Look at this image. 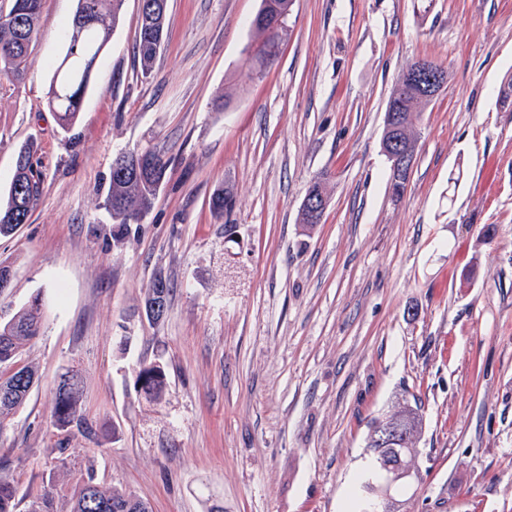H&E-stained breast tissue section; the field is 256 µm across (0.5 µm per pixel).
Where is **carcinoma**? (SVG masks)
Wrapping results in <instances>:
<instances>
[{
	"mask_svg": "<svg viewBox=\"0 0 512 512\" xmlns=\"http://www.w3.org/2000/svg\"><path fill=\"white\" fill-rule=\"evenodd\" d=\"M91 5L95 22L76 26L68 23L64 30L65 51L57 61L48 89V104L57 113L60 126H71L78 115L83 96L88 88L92 68L109 42L113 29L118 24L124 0H77ZM268 18H282V25L274 28L269 23L252 24L257 36L253 50L256 58L268 66L276 58L279 43L288 34V15L292 0H261L259 11H264L267 2ZM137 57L141 74L151 75L155 60L160 53L164 35L167 0H142ZM43 0H12L9 10L0 12V79L18 81L25 77L28 59L34 49L37 26L42 13ZM399 93L393 85L390 95ZM401 94V93H399ZM428 102L422 101L412 92L401 94L404 116H419ZM33 157V144L20 147L14 176L0 198V236L10 235L14 229L28 222L42 194V179L39 171L28 169ZM168 162L151 150H129L119 156L110 174L104 208L110 213L112 223L121 226L139 223L140 216L152 209L164 182ZM230 199L224 195V187L214 190L210 198L212 213L221 217ZM42 320L41 300L32 299L5 320H0V425L26 400L34 383L35 373L25 366L18 372L10 368L27 342L39 334ZM135 385L145 399L158 401L166 385L164 367L151 363L139 367ZM54 425L62 431L86 430L81 411L80 380L73 371L61 375L55 390ZM387 418L398 421L407 431L408 439L394 448H384L369 432L367 447L374 455L375 465L394 462L402 467L416 455L415 444L422 432V415L419 408L407 403L395 406ZM17 487L8 476L0 474V512H17ZM28 512H53L52 481H47L43 490L32 498ZM70 512H150L148 505L133 494L117 488H104L89 478L75 490L70 502Z\"/></svg>",
	"mask_w": 512,
	"mask_h": 512,
	"instance_id": "obj_1",
	"label": "carcinoma"
}]
</instances>
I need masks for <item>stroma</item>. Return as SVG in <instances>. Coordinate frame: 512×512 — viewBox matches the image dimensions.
I'll use <instances>...</instances> for the list:
<instances>
[{
  "label": "stroma",
  "mask_w": 512,
  "mask_h": 512,
  "mask_svg": "<svg viewBox=\"0 0 512 512\" xmlns=\"http://www.w3.org/2000/svg\"><path fill=\"white\" fill-rule=\"evenodd\" d=\"M77 0H43L24 80H0V192L36 139L43 191L0 237L11 314L42 303L20 365L38 380L0 424L19 495L52 481L69 512L93 472L152 512H357L371 424L422 401L420 475L391 512H512V0H294L255 75L260 0H168L150 77L124 0L76 122L48 105L49 64ZM448 82L416 124L400 200L381 149L392 85L413 60ZM168 162L143 223L112 242L102 194L117 155ZM325 174L327 209L299 214ZM231 197L223 216L209 201ZM172 291L146 313L154 277ZM164 365L157 402L135 388ZM82 381L91 435L52 424L55 385Z\"/></svg>",
  "instance_id": "stroma-1"
}]
</instances>
